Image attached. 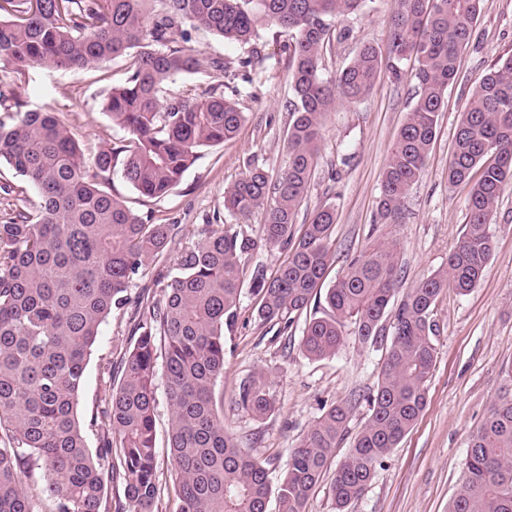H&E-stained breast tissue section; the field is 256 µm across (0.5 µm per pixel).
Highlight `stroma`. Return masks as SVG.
Wrapping results in <instances>:
<instances>
[{
  "label": "stroma",
  "instance_id": "1",
  "mask_svg": "<svg viewBox=\"0 0 512 512\" xmlns=\"http://www.w3.org/2000/svg\"><path fill=\"white\" fill-rule=\"evenodd\" d=\"M394 0H371L362 12L343 19L351 37L323 53L324 78H334L366 42L384 44ZM292 36L265 25L256 46L229 43L206 31L192 34L195 49L224 59L228 71L215 78L186 74L180 91L215 85L236 92L246 121L224 144L203 148L179 185L162 198L143 196L114 168L108 187L127 207L152 224H175L179 230L154 265L173 267L179 253L200 239L206 224H235L260 238L262 211L233 220L224 209V190L249 166L277 177L288 165L286 132L291 115L289 77ZM258 53L249 80L239 79L241 58ZM512 55V0H483L481 15L459 59L456 81L449 86L439 116L436 138L420 180L408 192L398 223H376L383 172L391 148L409 112L412 84L382 71L360 101L337 100L329 112L319 146L317 167L308 197L296 216L307 223L319 207L336 212L330 275H337L348 257L374 240H395L400 247L401 288L412 287L446 266L463 233L467 190L448 184V159L465 102L481 76ZM126 78L124 60L72 74L60 70L19 72L0 61V81L11 84L30 108L51 105L82 144L100 146L123 137L103 109L111 88ZM491 259L483 279L468 294L445 290L433 311L436 362L428 384L427 405L414 429L378 467L364 495L347 512H448L463 474L471 434L490 405L505 391L504 370L512 367V184L493 217ZM133 309L117 311L101 326L85 371L78 412L89 418L109 386L107 367L119 363L131 345ZM302 324L291 337L276 336L260 322L255 299L243 291L238 320L224 338V424L248 445L255 457L269 461L281 476L289 451L321 413L322 405L355 400L348 423L356 434L368 418L365 395L378 383L383 362L380 350L347 340L336 357L306 359L299 347ZM265 371L277 395L276 409L262 420L252 419L235 403L242 380ZM156 430L160 499L155 512H175L178 481L169 462V407L164 388L156 390Z\"/></svg>",
  "mask_w": 512,
  "mask_h": 512
}]
</instances>
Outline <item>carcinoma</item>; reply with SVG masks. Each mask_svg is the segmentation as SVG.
I'll return each instance as SVG.
<instances>
[{
  "label": "carcinoma",
  "mask_w": 512,
  "mask_h": 512,
  "mask_svg": "<svg viewBox=\"0 0 512 512\" xmlns=\"http://www.w3.org/2000/svg\"><path fill=\"white\" fill-rule=\"evenodd\" d=\"M368 0H0V60L19 69L81 72L122 59L127 77L107 94L104 110L125 131L94 156L100 180L84 171L83 150L51 108L31 109L0 84V162L39 194L3 183L22 205L0 216V512H104L106 476L124 486L130 512H154L160 495L156 452L158 366H163L170 418L167 447L179 483L177 512H306L311 493L347 434L354 402L330 405L292 449L288 469H269L224 427V333L233 327L245 260L259 242L289 251L268 276L257 270L250 290L256 316L285 335L308 308L300 340L312 361L336 356L353 335L379 347L384 360L369 417L331 479L334 512H347L375 471L412 430L426 405L435 366L431 321L442 292L464 295L485 275L495 207L512 180V56L486 73L469 98L448 163V184L469 186L462 239L447 266L405 291L399 288L395 241L372 242L324 286L335 210L320 207L295 224L315 170L319 138L336 94L357 101L381 73L405 74L414 61L413 105L383 173L378 217L396 221L409 188L422 176L460 53L482 0H396L386 49L362 45L334 79L322 75L321 52L350 30L334 23ZM293 33L292 121L288 166L272 179L249 168L224 189V209L240 218L265 211L261 239L232 224H206L203 237L156 273L161 298L142 306L136 281L178 226L149 224L106 190L114 163L141 194L168 195L204 147L232 139L244 121L239 103L211 85L172 90L184 74L224 72L219 57L188 46L189 30L251 44L258 27ZM139 307L133 342L119 380L111 381L102 415L111 428L90 450L77 412L86 362L103 322ZM392 318L391 335L383 322ZM236 404L256 420L276 399L266 375L244 379ZM38 471L51 502L25 495L23 474ZM448 512H512V392L491 406L472 435L463 476Z\"/></svg>",
  "instance_id": "cac0c4a2"
}]
</instances>
